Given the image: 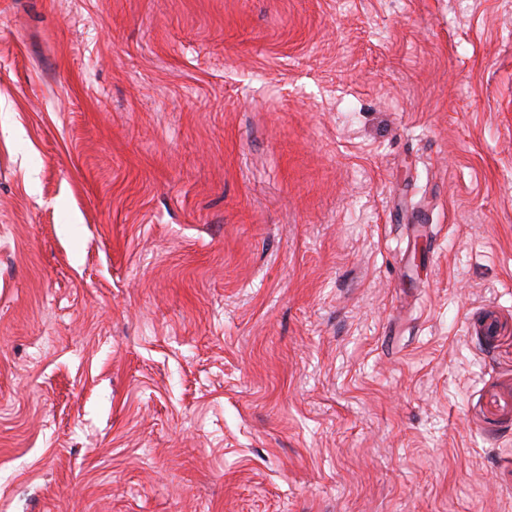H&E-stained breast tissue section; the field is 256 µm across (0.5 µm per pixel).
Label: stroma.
Listing matches in <instances>:
<instances>
[{
    "instance_id": "1",
    "label": "stroma",
    "mask_w": 512,
    "mask_h": 512,
    "mask_svg": "<svg viewBox=\"0 0 512 512\" xmlns=\"http://www.w3.org/2000/svg\"><path fill=\"white\" fill-rule=\"evenodd\" d=\"M0 512H512V0H0Z\"/></svg>"
}]
</instances>
